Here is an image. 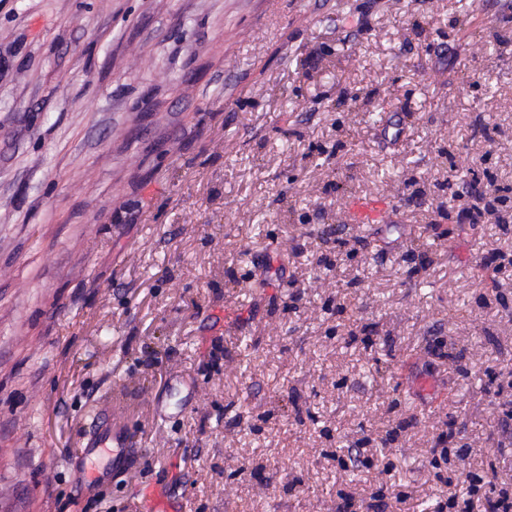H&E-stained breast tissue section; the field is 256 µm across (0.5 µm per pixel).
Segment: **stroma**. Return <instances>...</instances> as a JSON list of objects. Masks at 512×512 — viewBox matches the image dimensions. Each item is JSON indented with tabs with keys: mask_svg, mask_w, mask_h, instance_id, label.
Returning a JSON list of instances; mask_svg holds the SVG:
<instances>
[{
	"mask_svg": "<svg viewBox=\"0 0 512 512\" xmlns=\"http://www.w3.org/2000/svg\"><path fill=\"white\" fill-rule=\"evenodd\" d=\"M490 175L512 186V0H0V512L511 484L512 223L452 197ZM356 196L393 227L331 235ZM100 419L126 475L81 455ZM357 446L374 469L339 465ZM135 494L140 497L144 512H174L173 493L167 486L139 483Z\"/></svg>",
	"mask_w": 512,
	"mask_h": 512,
	"instance_id": "1",
	"label": "stroma"
}]
</instances>
